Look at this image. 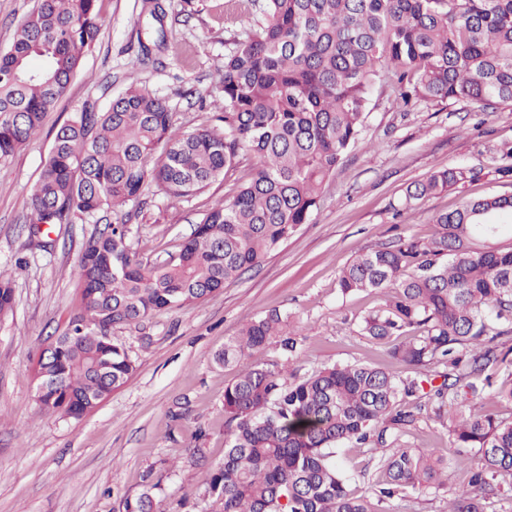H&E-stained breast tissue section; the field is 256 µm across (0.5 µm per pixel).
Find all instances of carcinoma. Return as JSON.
I'll return each mask as SVG.
<instances>
[{
  "label": "carcinoma",
  "instance_id": "cac0c4a2",
  "mask_svg": "<svg viewBox=\"0 0 512 512\" xmlns=\"http://www.w3.org/2000/svg\"><path fill=\"white\" fill-rule=\"evenodd\" d=\"M101 24L96 0H37L16 26L0 50V162L39 132ZM378 84L402 108L512 105V0H264L262 18L225 54L216 124L177 132L166 101L137 79L108 108L88 102L71 115L31 196V232L106 207L117 218L84 244L74 269L82 312L39 364L52 383L35 392L39 407L82 417L136 370L105 326L220 292L309 223L361 137ZM245 151L259 157L255 173L177 251L153 265L132 254L122 208L146 186L191 196ZM495 152L499 178L512 182V145ZM479 176L467 166L437 170L407 189L406 205ZM433 224L429 241L402 236L337 276L343 294L382 296L358 334L389 345L388 364L303 372L302 330L275 309L224 342L217 361L226 366L273 342L285 362L246 367L225 387L224 459L199 494L208 512H386L409 491L446 490L445 450L401 440L432 417L449 423L450 445L481 453L468 486L448 489V512H493L500 479L512 477V250L478 242L512 224V195L468 200ZM12 312V284L0 274V319ZM344 443L380 451L385 482L353 494L336 459ZM152 475L123 498V512H163Z\"/></svg>",
  "mask_w": 512,
  "mask_h": 512
}]
</instances>
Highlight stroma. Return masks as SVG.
I'll return each mask as SVG.
<instances>
[{
  "instance_id": "1",
  "label": "stroma",
  "mask_w": 512,
  "mask_h": 512,
  "mask_svg": "<svg viewBox=\"0 0 512 512\" xmlns=\"http://www.w3.org/2000/svg\"><path fill=\"white\" fill-rule=\"evenodd\" d=\"M166 4V44L157 63L143 67L137 62L149 22L143 0H98L101 33L84 50L65 95L39 133L0 162V272L11 278L14 295L12 315L0 321V512H122L123 496L139 493L148 469L165 512H205L198 495L224 457V389L239 372L215 360L225 341L245 321L277 309L303 328V368L387 363L385 345L357 333L378 295L341 294L339 271L396 236L430 239L433 216L467 200L512 194L492 160L495 146L512 143V106L484 112L469 101H448L399 112L389 92L376 89L361 138L329 178L310 223L219 293L114 329L137 369L93 411L75 419L42 410L34 398L38 356L80 312L82 286L73 269L89 236L113 220L104 211L50 226L44 245L31 240L30 198L57 130L86 102L107 107L132 76L167 101L179 131L209 124L224 55L260 18L262 0ZM257 164L255 154L244 153L233 170L187 199L147 188L130 222L132 252L150 264L164 259ZM456 165L479 169L480 179L405 209L408 187ZM405 440L446 449L454 488L467 483L480 461L478 449L450 447L446 428L434 419ZM194 448L204 450L203 460L191 456ZM336 457L354 489L368 490L379 477V457L368 448L343 444Z\"/></svg>"
}]
</instances>
